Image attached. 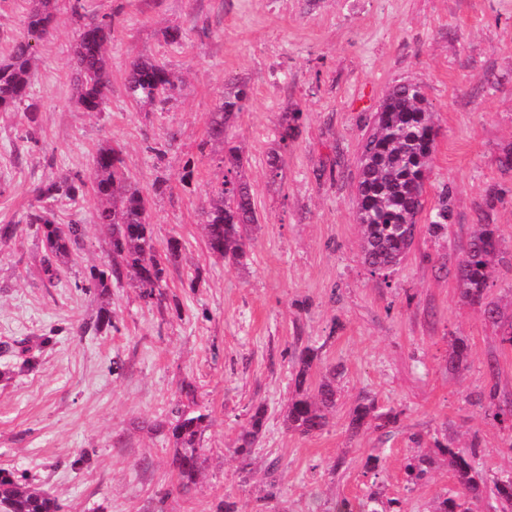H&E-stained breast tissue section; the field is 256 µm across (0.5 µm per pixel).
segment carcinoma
I'll return each mask as SVG.
<instances>
[{
	"mask_svg": "<svg viewBox=\"0 0 512 512\" xmlns=\"http://www.w3.org/2000/svg\"><path fill=\"white\" fill-rule=\"evenodd\" d=\"M56 0H28L25 33L13 41L8 61L0 63V112H11L25 102L34 81L31 56L32 38L46 35L54 23ZM111 26L87 17L79 28L72 50L74 92L85 112H99L112 94V75L106 61V44ZM183 80L168 66L148 60H134L125 73V91L134 102L165 107L182 90ZM250 92L246 85L228 81L215 112L211 113L206 142L224 145L219 165L224 169L220 183L206 193L200 208L207 251L234 264L247 259L246 240L250 227L258 223L256 202L242 173L244 157L231 141L230 122L246 109ZM439 135L421 88L412 83L393 86L373 116L370 133L361 144L356 214L362 232L365 263L372 274L387 279L407 255L420 225L424 186ZM94 178L91 191L98 200L94 223L108 236V259L102 267L93 266L85 287L104 291L112 282L129 279L147 301L156 297L168 277L169 257L180 243L167 242V257L158 253L146 199L130 179L121 151L101 147L93 156ZM86 183L80 175L61 176L40 182L34 189L35 202L23 216L25 225L36 230L44 249L42 273L48 282L59 279L60 260L77 248L85 234L82 224H59L45 203L60 196L73 197ZM452 191L441 190L426 230L437 234L448 228L452 219ZM502 253L498 229L494 224H479L468 239L458 260L454 278L460 297L480 307L483 317L500 327L501 341L512 347V317L502 316L497 304L487 301L491 288L490 266ZM296 395L288 403L286 428L303 436L324 431L336 409V388L332 381L313 382L317 354L306 346L294 351ZM210 422V414L200 408L177 404L171 409L167 432L180 448L173 466L178 489L189 490L197 474L199 448L196 440ZM266 422V410L257 407L250 416L249 428L238 439L235 453L248 462ZM395 417L379 414L373 403L357 406L351 416L355 430L367 427L387 429ZM437 451L448 456L454 467L460 494L438 502L435 512H472V507L490 497L500 512H512V475L492 479L474 467L478 440L468 448L437 444ZM431 458L421 456L406 466L410 481L425 478ZM0 512H60L55 499L32 489L22 476L0 472Z\"/></svg>",
	"mask_w": 512,
	"mask_h": 512,
	"instance_id": "cac0c4a2",
	"label": "carcinoma"
}]
</instances>
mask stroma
<instances>
[{
  "instance_id": "obj_1",
  "label": "stroma",
  "mask_w": 512,
  "mask_h": 512,
  "mask_svg": "<svg viewBox=\"0 0 512 512\" xmlns=\"http://www.w3.org/2000/svg\"><path fill=\"white\" fill-rule=\"evenodd\" d=\"M72 2L57 0L31 60L36 111L0 112V224L21 220L42 180H91L94 152L109 145L148 199L157 248L173 237L182 247L159 306L127 281L84 290L108 250L91 192L53 204L59 223L85 227L59 281L41 273L34 229L0 241V470L26 475L62 512H339L372 493L433 512L459 490L453 468L436 456L414 484L407 464L436 443L474 438L478 470H512V429L487 413L512 404V347L462 301L453 276L475 225H497L512 255V170L499 164L512 148V0H81L112 25L101 112L81 111L74 96ZM175 27L177 44L166 38ZM136 59L169 66L183 91L163 108L131 101L124 77ZM228 79L250 91L232 127L258 201L242 266L207 252L198 213L223 176L224 147L205 138ZM405 81L421 86L440 126L426 204L450 187L453 219L433 235L418 216L409 254L383 279L364 263L356 221L359 145ZM296 110L299 134L280 144L282 115ZM275 149L283 166L273 180ZM103 306L112 322L100 326ZM458 338L470 354L454 368ZM306 345L319 350L317 376L334 377L338 405L305 437L283 417L293 352ZM23 347L34 369L22 368ZM188 382L194 395L181 390ZM364 398L396 414L395 426L351 434L349 413ZM179 402L211 416L187 495L176 489L172 440L152 429ZM258 406L266 426L244 468L234 450Z\"/></svg>"
}]
</instances>
